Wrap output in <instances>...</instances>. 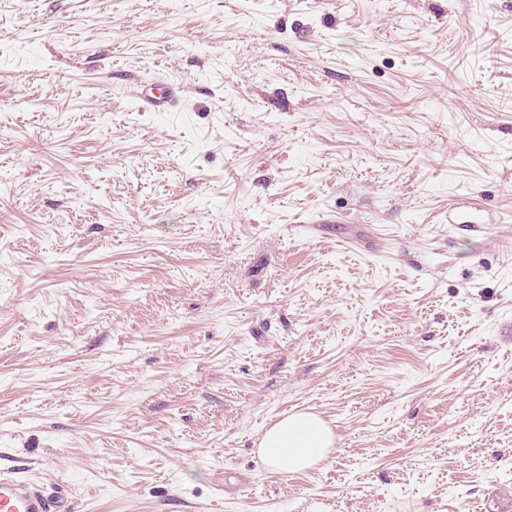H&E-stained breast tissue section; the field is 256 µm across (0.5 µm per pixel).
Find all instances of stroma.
<instances>
[{"label":"stroma","instance_id":"35a3bbf8","mask_svg":"<svg viewBox=\"0 0 512 512\" xmlns=\"http://www.w3.org/2000/svg\"><path fill=\"white\" fill-rule=\"evenodd\" d=\"M300 410L334 447L277 472ZM2 468L74 512H512V0H0ZM183 86L165 78L157 88L145 85L133 90L131 95L136 98L144 112H173L183 96ZM334 446V436L315 413L298 411L275 421L260 440L261 458L283 473H296L323 462Z\"/></svg>","mask_w":512,"mask_h":512}]
</instances>
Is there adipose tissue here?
I'll use <instances>...</instances> for the list:
<instances>
[{"label":"adipose tissue","instance_id":"1","mask_svg":"<svg viewBox=\"0 0 512 512\" xmlns=\"http://www.w3.org/2000/svg\"><path fill=\"white\" fill-rule=\"evenodd\" d=\"M334 436L315 413L298 411L275 421L260 440L261 458L283 473H296L323 462Z\"/></svg>","mask_w":512,"mask_h":512}]
</instances>
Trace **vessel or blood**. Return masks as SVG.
I'll list each match as a JSON object with an SVG mask.
<instances>
[{"instance_id": "obj_1", "label": "vessel or blood", "mask_w": 512, "mask_h": 512, "mask_svg": "<svg viewBox=\"0 0 512 512\" xmlns=\"http://www.w3.org/2000/svg\"><path fill=\"white\" fill-rule=\"evenodd\" d=\"M182 85L163 79L156 87L133 90L142 111H175L183 96ZM0 512H73L68 497L56 488L37 485L28 478L0 471Z\"/></svg>"}]
</instances>
